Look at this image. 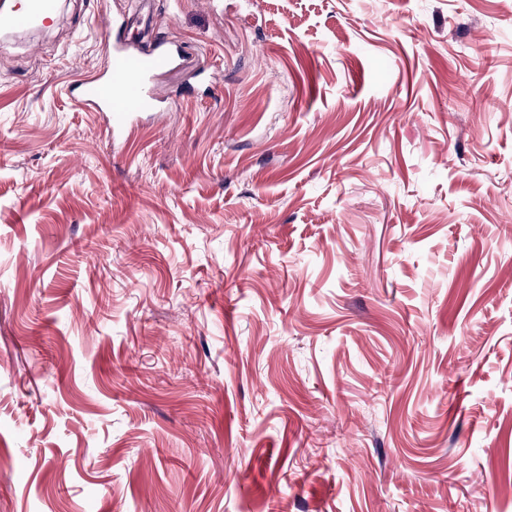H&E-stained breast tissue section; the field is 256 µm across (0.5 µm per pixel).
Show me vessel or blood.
Segmentation results:
<instances>
[{"label": "vessel or blood", "instance_id": "b4317fda", "mask_svg": "<svg viewBox=\"0 0 512 512\" xmlns=\"http://www.w3.org/2000/svg\"><path fill=\"white\" fill-rule=\"evenodd\" d=\"M59 7L58 0H0V30L29 28L52 20ZM125 28L123 17H113L109 31L108 62L100 77H91L69 84L66 91L86 106L107 112L113 133H121L138 113L152 109L149 83L158 73L177 66L184 57L181 47L158 45L149 58H142L121 41Z\"/></svg>", "mask_w": 512, "mask_h": 512}]
</instances>
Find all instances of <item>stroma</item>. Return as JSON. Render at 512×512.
<instances>
[{
	"instance_id": "35a3bbf8",
	"label": "stroma",
	"mask_w": 512,
	"mask_h": 512,
	"mask_svg": "<svg viewBox=\"0 0 512 512\" xmlns=\"http://www.w3.org/2000/svg\"><path fill=\"white\" fill-rule=\"evenodd\" d=\"M0 38V512H512V0H152L171 109ZM110 44L108 62L104 73L69 84L66 91L86 106L109 114L111 133L126 130L139 112L153 109L164 112L166 107L157 106L149 94V83L158 73L177 66L184 57L181 47L161 44L148 59L129 50L120 40L125 20L113 16L108 27ZM112 33V37H111ZM112 87V96L108 89Z\"/></svg>"
}]
</instances>
